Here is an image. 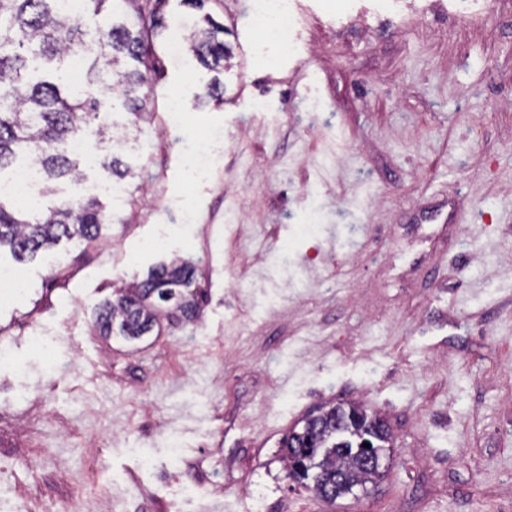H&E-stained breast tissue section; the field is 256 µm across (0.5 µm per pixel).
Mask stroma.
Here are the masks:
<instances>
[{"label": "stroma", "mask_w": 512, "mask_h": 512, "mask_svg": "<svg viewBox=\"0 0 512 512\" xmlns=\"http://www.w3.org/2000/svg\"><path fill=\"white\" fill-rule=\"evenodd\" d=\"M290 8L283 51L251 0H167L152 111L112 115L123 194L88 163L55 185L111 225L0 252L25 275L0 285V512H512V0L490 26L458 0ZM206 12L230 50L219 105L170 38ZM174 258L197 317L99 336L95 304ZM329 402L390 428L393 466L357 500L281 459Z\"/></svg>", "instance_id": "obj_1"}]
</instances>
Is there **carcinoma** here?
Masks as SVG:
<instances>
[{
	"mask_svg": "<svg viewBox=\"0 0 512 512\" xmlns=\"http://www.w3.org/2000/svg\"><path fill=\"white\" fill-rule=\"evenodd\" d=\"M166 0H82L77 14L64 12L58 0H0V173L19 157L42 171L41 196L55 194L52 184L82 181L78 159L68 151L75 139L94 137L100 168L122 180L128 170L113 152L107 116L125 111L137 119L147 114L148 97L140 94L156 72L154 39L165 30L161 7ZM100 17L88 27L85 12ZM188 37L189 50L216 73L195 93L198 101L224 100V26L211 15ZM85 50L83 86L69 81L73 53ZM116 81L117 93L105 98L100 88ZM110 221L95 198H62L42 211L25 208L0 196V251L7 248L18 261L34 259L61 240L91 242ZM198 289L194 269L172 261L154 266L138 283L120 287L94 307V326L102 336L138 340L160 325L161 317H194ZM304 433H289L281 443L282 458L296 481L309 488L303 471L320 470L345 482L366 487L382 474L364 467L353 449L337 445L338 431L350 436L382 430L380 442L390 443L384 419L366 408L348 403L322 406L302 419ZM321 448L320 457L296 458L294 447ZM313 488V487H311ZM320 498L336 501V488L318 485Z\"/></svg>",
	"mask_w": 512,
	"mask_h": 512,
	"instance_id": "cac0c4a2",
	"label": "carcinoma"
}]
</instances>
